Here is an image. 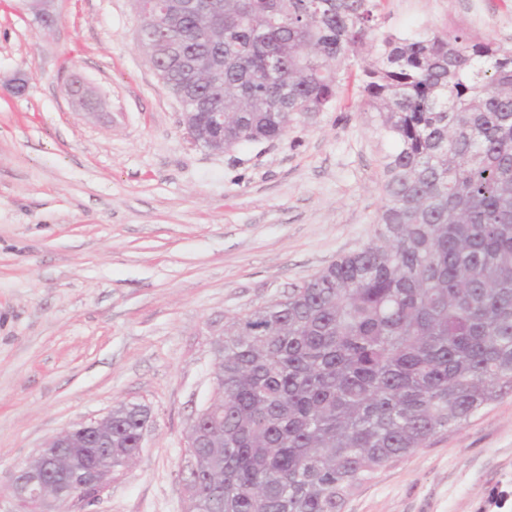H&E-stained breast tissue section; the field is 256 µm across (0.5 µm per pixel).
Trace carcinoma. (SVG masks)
<instances>
[{
  "label": "carcinoma",
  "instance_id": "carcinoma-1",
  "mask_svg": "<svg viewBox=\"0 0 512 512\" xmlns=\"http://www.w3.org/2000/svg\"><path fill=\"white\" fill-rule=\"evenodd\" d=\"M157 38L199 146L279 139L343 69L393 142L374 238L224 322L189 512H343L379 471L512 395V46L380 33V0H207ZM211 112L221 129H207ZM149 410L112 409L124 473Z\"/></svg>",
  "mask_w": 512,
  "mask_h": 512
}]
</instances>
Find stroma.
Returning a JSON list of instances; mask_svg holds the SVG:
<instances>
[{
    "mask_svg": "<svg viewBox=\"0 0 512 512\" xmlns=\"http://www.w3.org/2000/svg\"><path fill=\"white\" fill-rule=\"evenodd\" d=\"M0 0V512L47 439L124 403L151 422L90 512H185L184 435L227 319L375 234L391 141L348 66L328 111L271 143L193 145L131 0ZM385 29L512 45V0H381ZM24 77V93L7 85ZM102 98L76 110L72 80ZM512 395L380 471L344 512H512Z\"/></svg>",
    "mask_w": 512,
    "mask_h": 512,
    "instance_id": "1",
    "label": "stroma"
}]
</instances>
